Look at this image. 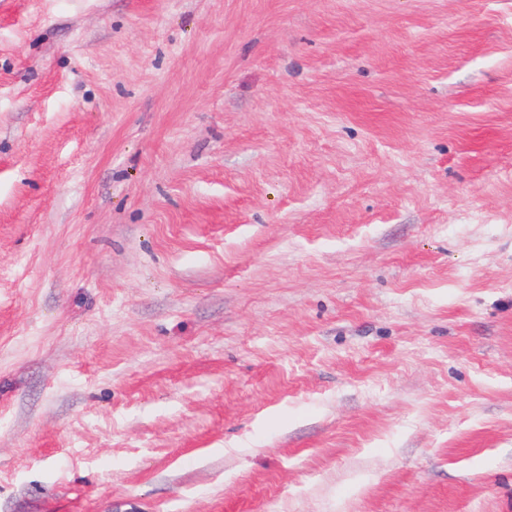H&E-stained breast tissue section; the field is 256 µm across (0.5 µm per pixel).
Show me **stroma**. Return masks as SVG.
Returning a JSON list of instances; mask_svg holds the SVG:
<instances>
[{
	"instance_id": "obj_1",
	"label": "stroma",
	"mask_w": 512,
	"mask_h": 512,
	"mask_svg": "<svg viewBox=\"0 0 512 512\" xmlns=\"http://www.w3.org/2000/svg\"><path fill=\"white\" fill-rule=\"evenodd\" d=\"M0 512H512V0H0Z\"/></svg>"
}]
</instances>
